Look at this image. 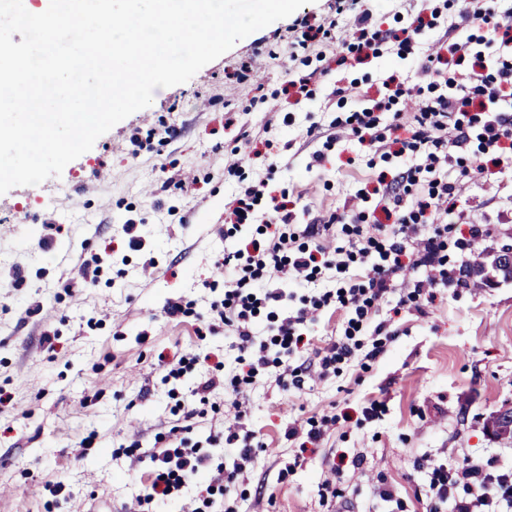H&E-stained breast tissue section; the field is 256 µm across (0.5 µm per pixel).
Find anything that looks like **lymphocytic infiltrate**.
Returning a JSON list of instances; mask_svg holds the SVG:
<instances>
[{
  "label": "lymphocytic infiltrate",
  "instance_id": "1",
  "mask_svg": "<svg viewBox=\"0 0 512 512\" xmlns=\"http://www.w3.org/2000/svg\"><path fill=\"white\" fill-rule=\"evenodd\" d=\"M465 19L484 29L485 48L474 51L471 40L457 39L452 47L459 66L453 70L442 67L440 49L429 45L418 69V84H397L398 97H414L419 101L414 117L415 127L407 139L396 142V154L402 155L423 149L421 166L408 169L394 186L384 191L377 202L378 208L392 216L389 224H375L364 228V212H350L348 219L355 225V236L349 242L351 255L360 261L374 263V275L367 287L342 286L336 291L338 304L352 313L349 329L359 332L366 326L368 310L374 300L389 292L396 273L404 267L405 242L415 235L421 224L434 225L432 236L420 240L421 265L432 267L433 276L417 281L416 289L433 288L448 278V260L445 254L448 237V206L457 195L460 181L473 174L488 173L490 165L512 164V151H505V144H512V0H484L483 4L465 11ZM360 27H372L366 47L376 48L393 44L398 55L415 52V34L428 26L426 14H419L407 34H396L377 29L370 12H362L356 20ZM445 85L444 94L434 100L422 98L424 89ZM479 128L476 135L482 146L480 156L470 160L454 180L440 178L439 172L447 164L452 149L462 147L473 136L472 128ZM270 223L279 233L264 245L253 244L250 254L233 251L224 255V294L210 302V315L224 326L240 352L246 353L250 362L246 376H234L233 387H240L245 379L255 378L268 364V345L279 346L284 354L299 349L303 336L301 326L314 320L323 300L309 304L271 322L268 337L256 341L252 325L261 312L277 307L286 294L282 289L269 288L270 280L282 273H289L292 287L302 286L311 275L324 267L345 275L348 263L341 256L323 248L310 251L292 248L293 237L282 231L291 214L284 204H273ZM356 345L346 341L333 344L319 356L315 367L297 366L288 372L282 384L284 389H301L304 377L311 371L326 375L336 362L354 357ZM195 410L185 414L186 425L181 435L173 436L165 447L152 449L148 457L152 463L151 477L136 500L137 512H162L164 506L181 496L184 488L192 483H202L203 488L193 502L191 512H224L228 487L223 472H211L210 448L220 441L234 443L235 434L217 435L209 439V447L190 442L192 419ZM431 496L426 512H440L442 504L452 502L453 512H474L476 506L507 507L512 512V473L502 471L495 460L468 464L455 471L436 467L432 471Z\"/></svg>",
  "mask_w": 512,
  "mask_h": 512
}]
</instances>
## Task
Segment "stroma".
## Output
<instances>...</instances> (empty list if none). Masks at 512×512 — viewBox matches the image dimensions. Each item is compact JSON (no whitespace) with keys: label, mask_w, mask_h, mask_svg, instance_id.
Listing matches in <instances>:
<instances>
[{"label":"stroma","mask_w":512,"mask_h":512,"mask_svg":"<svg viewBox=\"0 0 512 512\" xmlns=\"http://www.w3.org/2000/svg\"><path fill=\"white\" fill-rule=\"evenodd\" d=\"M331 0H310L293 16L240 40L188 82L158 88L151 106L128 116L60 176L0 195V512H130L149 481L147 450L159 448L182 423L180 401L208 377H228L239 352L223 329L207 332L209 302L224 290L215 263L250 239L260 224L235 227L229 208L244 188L262 184L255 204L286 203L303 226V248H336L348 238L331 215L344 205L368 207L377 191L420 164L421 152L398 157L338 126L367 104L390 98L378 131L393 137V113L412 124L413 105L392 98L388 77L411 85L417 66L383 50L364 58L336 45L349 39L354 14L373 13L380 29L397 31L422 7H439L430 43L449 25L482 42L444 0H352L351 17L334 43L291 51L296 19H332ZM261 52L263 75L229 81L241 61ZM311 75L305 93L285 85ZM144 237L130 246L126 221ZM448 263L476 262L512 244V166L464 184L449 217ZM59 225L50 245L47 224ZM483 236L467 246L472 227ZM110 254L100 279L84 282L79 265ZM424 266L399 272L375 300L360 349L300 390L279 378L342 339L349 315L337 304L303 329L298 357L270 363L241 396L247 417L239 435L260 448L241 462L232 447H213L215 462L234 473L227 505L235 512H327L319 488L330 481L337 508L351 512H424L429 477L423 462L451 468L496 458L512 470V442L490 439L485 420L512 402V281L467 287L437 285L434 302L412 298ZM186 313L169 315L171 304ZM199 359L176 383L163 362ZM232 396L216 388L193 401L203 418L192 436L206 441L230 426ZM323 426L316 447L301 451L302 432ZM300 436H288L289 427ZM92 447H83L84 438ZM138 443L140 450L123 454ZM63 482L59 494L49 485ZM391 498H383L382 490Z\"/></svg>","instance_id":"1"}]
</instances>
